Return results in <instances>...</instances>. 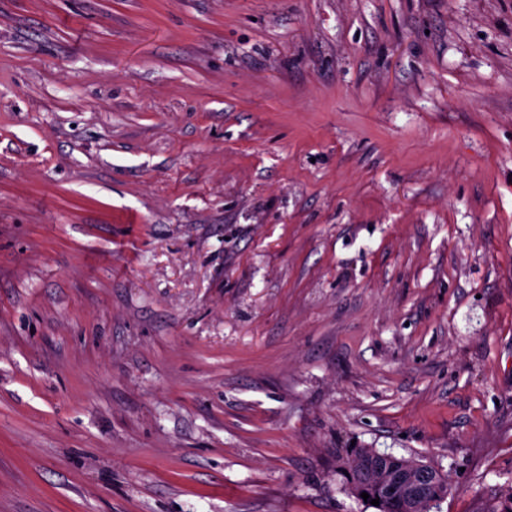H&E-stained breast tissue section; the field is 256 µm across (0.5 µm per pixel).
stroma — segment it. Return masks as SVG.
<instances>
[{
  "label": "stroma",
  "mask_w": 512,
  "mask_h": 512,
  "mask_svg": "<svg viewBox=\"0 0 512 512\" xmlns=\"http://www.w3.org/2000/svg\"><path fill=\"white\" fill-rule=\"evenodd\" d=\"M440 512L512 486V0H0V512ZM378 454L373 448H357L346 459L339 460V472L345 479V485L351 496L364 501L362 492L369 495L367 502L372 499H379V505L374 506L379 512H431L437 508L440 501L448 494V477L438 470L431 462H425L419 457L394 456V463L406 469L420 470L431 474V478L425 482L423 497L417 500L407 499L406 496L414 498L420 491L419 475L407 470H398L396 465L382 457L377 462V467L385 472L389 482L384 480L382 473L375 469V459ZM346 470V473H343ZM424 473V475H426ZM393 490L402 486L403 493L388 495L386 486Z\"/></svg>",
  "instance_id": "1"
}]
</instances>
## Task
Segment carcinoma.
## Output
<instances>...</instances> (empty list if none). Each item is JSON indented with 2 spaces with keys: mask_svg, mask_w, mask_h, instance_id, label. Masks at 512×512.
<instances>
[{
  "mask_svg": "<svg viewBox=\"0 0 512 512\" xmlns=\"http://www.w3.org/2000/svg\"><path fill=\"white\" fill-rule=\"evenodd\" d=\"M378 454L373 448H358L347 458L341 459L338 469L343 471L345 485L351 496L361 499L366 492L369 499L379 500L378 512H431L448 494V477L438 470L431 462L419 457H394V463L402 468L420 470L431 474L425 482L423 497L412 500L404 494L388 495L387 481L382 473L375 469Z\"/></svg>",
  "mask_w": 512,
  "mask_h": 512,
  "instance_id": "1",
  "label": "carcinoma"
}]
</instances>
